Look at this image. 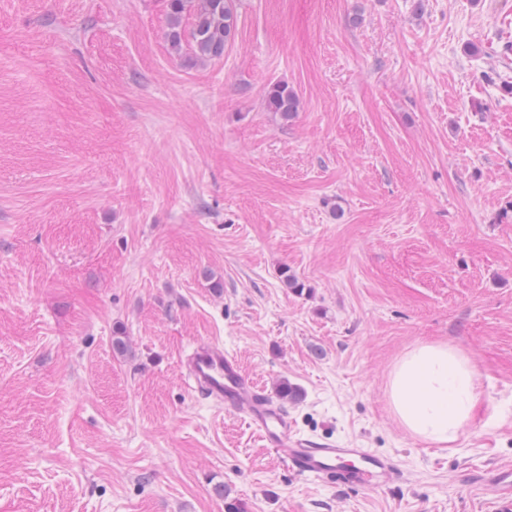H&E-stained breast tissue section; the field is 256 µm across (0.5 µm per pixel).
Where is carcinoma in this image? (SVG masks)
<instances>
[{
	"mask_svg": "<svg viewBox=\"0 0 512 512\" xmlns=\"http://www.w3.org/2000/svg\"><path fill=\"white\" fill-rule=\"evenodd\" d=\"M237 0H167V37L171 48L189 51L191 59L208 63L224 57L238 28ZM266 108L281 119H291L300 99L287 84H271L265 95Z\"/></svg>",
	"mask_w": 512,
	"mask_h": 512,
	"instance_id": "carcinoma-1",
	"label": "carcinoma"
}]
</instances>
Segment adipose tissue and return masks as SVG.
<instances>
[{"label":"adipose tissue","instance_id":"adipose-tissue-1","mask_svg":"<svg viewBox=\"0 0 512 512\" xmlns=\"http://www.w3.org/2000/svg\"><path fill=\"white\" fill-rule=\"evenodd\" d=\"M477 372L464 352L447 343H422L395 364L389 401L408 434L437 443L456 441L478 401Z\"/></svg>","mask_w":512,"mask_h":512}]
</instances>
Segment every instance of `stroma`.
<instances>
[{
  "mask_svg": "<svg viewBox=\"0 0 512 512\" xmlns=\"http://www.w3.org/2000/svg\"><path fill=\"white\" fill-rule=\"evenodd\" d=\"M222 59L166 0H0V512H497L512 470V0H238ZM300 99L267 111L274 82ZM289 269L303 292L287 288ZM123 330L131 350L112 348ZM213 338L295 433L390 458L304 478L180 366ZM476 364L455 443L395 363ZM265 104L269 112H275L281 119L288 121L298 112L300 99L288 84L276 82L268 87ZM477 372L464 352L448 343H422L395 364L389 401L399 425L442 448L456 441L478 401Z\"/></svg>",
  "mask_w": 512,
  "mask_h": 512,
  "instance_id": "35a3bbf8",
  "label": "stroma"
}]
</instances>
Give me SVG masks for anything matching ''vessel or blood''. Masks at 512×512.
Returning a JSON list of instances; mask_svg holds the SVG:
<instances>
[{"mask_svg":"<svg viewBox=\"0 0 512 512\" xmlns=\"http://www.w3.org/2000/svg\"><path fill=\"white\" fill-rule=\"evenodd\" d=\"M181 366L192 393L253 427L295 474L339 478L341 483L374 488L390 480L393 463L362 448H339L296 436L284 406L244 373L238 359L214 339L194 342Z\"/></svg>","mask_w":512,"mask_h":512,"instance_id":"obj_1","label":"vessel or blood"}]
</instances>
